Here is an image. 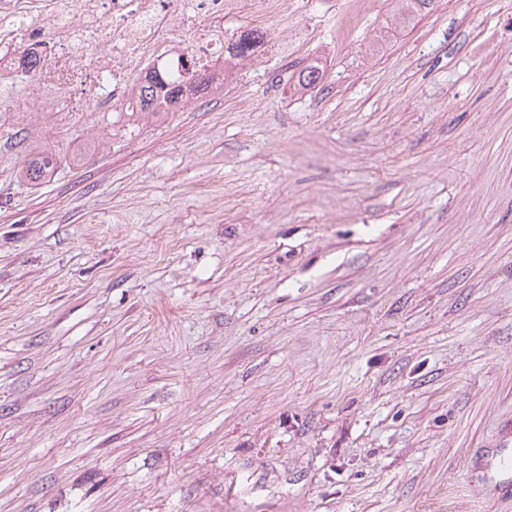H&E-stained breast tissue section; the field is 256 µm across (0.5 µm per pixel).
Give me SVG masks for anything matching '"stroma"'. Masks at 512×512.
I'll use <instances>...</instances> for the list:
<instances>
[{
  "instance_id": "35a3bbf8",
  "label": "stroma",
  "mask_w": 512,
  "mask_h": 512,
  "mask_svg": "<svg viewBox=\"0 0 512 512\" xmlns=\"http://www.w3.org/2000/svg\"><path fill=\"white\" fill-rule=\"evenodd\" d=\"M396 5L132 133L0 82V512H512V0ZM54 167V159L49 155H39L25 164V178L35 184L46 178Z\"/></svg>"
}]
</instances>
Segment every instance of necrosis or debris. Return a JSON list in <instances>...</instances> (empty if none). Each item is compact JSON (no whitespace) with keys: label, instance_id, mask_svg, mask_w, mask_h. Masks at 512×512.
<instances>
[{"label":"necrosis or debris","instance_id":"1","mask_svg":"<svg viewBox=\"0 0 512 512\" xmlns=\"http://www.w3.org/2000/svg\"><path fill=\"white\" fill-rule=\"evenodd\" d=\"M287 10L288 0H0V47L62 48L48 79L67 88L93 80L103 111H124L134 76L171 45L206 60L224 52L227 16L257 15L272 32Z\"/></svg>","mask_w":512,"mask_h":512}]
</instances>
